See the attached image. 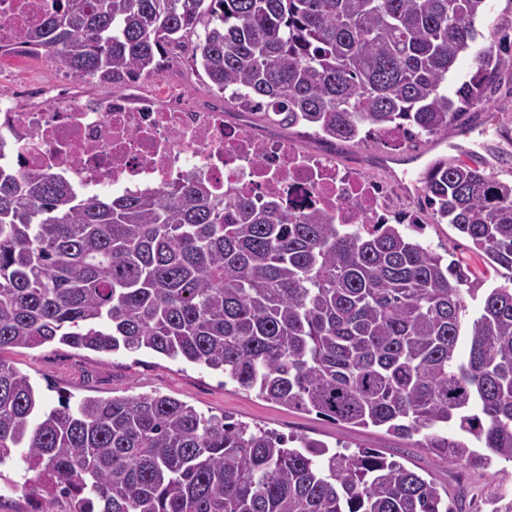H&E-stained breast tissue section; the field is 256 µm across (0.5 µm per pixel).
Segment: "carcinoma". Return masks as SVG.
<instances>
[{"label":"carcinoma","instance_id":"1","mask_svg":"<svg viewBox=\"0 0 512 512\" xmlns=\"http://www.w3.org/2000/svg\"><path fill=\"white\" fill-rule=\"evenodd\" d=\"M486 13L487 0H61L23 41L73 79L115 87L189 47L262 122L331 146L395 132L411 148L453 135L512 75V16L473 50ZM466 55L473 72L451 96ZM421 183L431 223L509 273L472 319L482 282L400 220L333 224L273 197L217 195L199 176L82 197L48 172L0 174V352L151 350L267 401L421 434L452 465L512 462V182L444 159ZM16 448L30 484L56 485L42 512L59 495L69 512H454L434 481L371 449L331 453L167 395L48 406L0 358V464ZM491 505L512 512V489L496 484Z\"/></svg>","mask_w":512,"mask_h":512}]
</instances>
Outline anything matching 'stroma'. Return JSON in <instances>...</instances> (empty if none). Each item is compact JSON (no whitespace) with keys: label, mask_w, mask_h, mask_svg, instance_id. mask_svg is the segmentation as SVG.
<instances>
[{"label":"stroma","mask_w":512,"mask_h":512,"mask_svg":"<svg viewBox=\"0 0 512 512\" xmlns=\"http://www.w3.org/2000/svg\"><path fill=\"white\" fill-rule=\"evenodd\" d=\"M69 76L46 60L32 57L19 63L0 66V100L24 104L19 93L29 82L54 85ZM177 87L197 99L217 94L205 74L191 69L189 57L173 59L167 67L139 80V92L164 97L169 87ZM470 132L445 140L422 142L416 151L394 146L390 141L371 138L366 144L338 145L334 157L347 164L361 156L369 157L368 176L385 181L393 211H419L423 194L405 196L398 179L415 180L434 158L468 159L476 154L493 168L499 179L512 180V79L503 78L490 103L465 115ZM417 239L448 259H457L470 269H484L471 242L447 224H427L417 232ZM18 370L30 376L43 399L57 403L59 395L73 400L86 397H137L160 393L193 405L197 410L226 415L283 436H303L328 447L343 445L349 451L363 448L378 450L388 459L403 463L432 479L448 500L462 512H490V494L494 486L492 472L501 470L512 483V464L495 462L493 469L459 467L438 460L431 449L420 447L417 439L403 440L375 427H353L336 422L314 411L288 408L259 398L241 389L222 372L182 360H171L147 350L97 353L57 342L36 348H12L0 354ZM22 449H15L11 459L0 465V512H41L36 496L17 491V484L27 477Z\"/></svg>","instance_id":"35a3bbf8"}]
</instances>
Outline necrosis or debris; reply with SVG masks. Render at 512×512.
Segmentation results:
<instances>
[{"label": "necrosis or debris", "mask_w": 512, "mask_h": 512, "mask_svg": "<svg viewBox=\"0 0 512 512\" xmlns=\"http://www.w3.org/2000/svg\"><path fill=\"white\" fill-rule=\"evenodd\" d=\"M56 4L0 0V59L23 58V30ZM24 92L27 107L0 101L1 171L51 172L89 195L159 190L196 174L215 193L272 196L284 209L326 212L341 224H380L387 215L383 185L360 164L297 150L244 113L125 91L86 101L74 85L33 83Z\"/></svg>", "instance_id": "4bbe7bcc"}]
</instances>
